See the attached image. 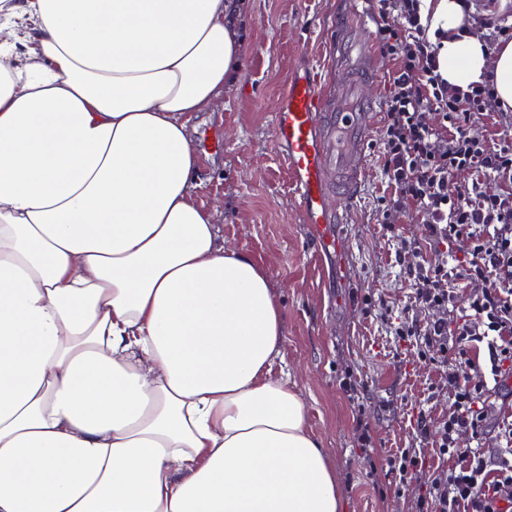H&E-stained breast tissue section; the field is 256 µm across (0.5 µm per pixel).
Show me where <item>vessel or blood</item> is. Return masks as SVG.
Here are the masks:
<instances>
[{
	"mask_svg": "<svg viewBox=\"0 0 512 512\" xmlns=\"http://www.w3.org/2000/svg\"><path fill=\"white\" fill-rule=\"evenodd\" d=\"M375 54L372 45H359L332 88L314 69L292 77L273 114L276 137L285 148L295 196L308 223H342V214L328 209L326 199L336 188L354 192L364 169V146L371 132L366 117L377 103L362 96L361 87L378 80L372 67Z\"/></svg>",
	"mask_w": 512,
	"mask_h": 512,
	"instance_id": "obj_1",
	"label": "vessel or blood"
}]
</instances>
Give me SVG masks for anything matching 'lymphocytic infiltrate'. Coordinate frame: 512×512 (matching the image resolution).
<instances>
[{
  "label": "lymphocytic infiltrate",
  "instance_id": "f902f5d3",
  "mask_svg": "<svg viewBox=\"0 0 512 512\" xmlns=\"http://www.w3.org/2000/svg\"><path fill=\"white\" fill-rule=\"evenodd\" d=\"M419 3L402 0L401 27L379 23L376 39L397 60L382 126L390 191L382 227L392 229L408 210L419 219V239L401 240L395 261L412 279L419 307L440 313L424 327L419 354L448 383L436 445L449 466L421 498L420 512H512V135L499 133L493 147L485 132L469 129L495 88L449 95ZM461 171L470 173V185L449 194V178ZM461 237L471 241L470 256L449 262ZM426 246L436 250L435 260L422 259ZM410 254L417 263H407ZM475 281L481 292L463 295ZM482 346L484 362L475 355ZM463 434L472 447H458ZM492 434L499 448L489 454L483 445Z\"/></svg>",
  "mask_w": 512,
  "mask_h": 512
}]
</instances>
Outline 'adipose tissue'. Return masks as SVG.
Segmentation results:
<instances>
[{"label":"adipose tissue","instance_id":"ef3b65f1","mask_svg":"<svg viewBox=\"0 0 512 512\" xmlns=\"http://www.w3.org/2000/svg\"><path fill=\"white\" fill-rule=\"evenodd\" d=\"M512 0H421L449 89ZM232 0H0V512H343L267 271L200 205Z\"/></svg>","mask_w":512,"mask_h":512}]
</instances>
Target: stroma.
<instances>
[{
    "instance_id": "obj_1",
    "label": "stroma",
    "mask_w": 512,
    "mask_h": 512,
    "mask_svg": "<svg viewBox=\"0 0 512 512\" xmlns=\"http://www.w3.org/2000/svg\"><path fill=\"white\" fill-rule=\"evenodd\" d=\"M377 0H238L241 68L224 87L220 115L193 117L201 154L197 201L223 204L224 242L252 256L280 288L287 369L307 406L313 434L336 472L345 512H419V495L443 471L416 432L420 410L429 433L448 410V385L393 327H424L414 290L394 256L398 237L421 234L403 213L394 232L380 226L381 119H374L365 175L355 201L331 195L347 221L329 228L335 250L299 210L275 138L272 115L289 79L316 65L339 74L354 35L375 33ZM364 395L354 404L352 389ZM420 448L415 479L401 486L389 457Z\"/></svg>"
}]
</instances>
